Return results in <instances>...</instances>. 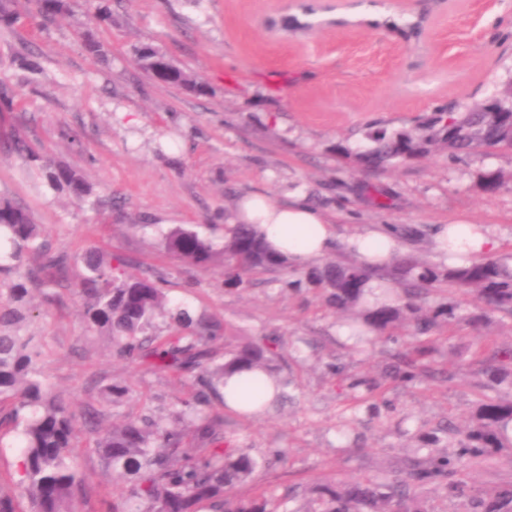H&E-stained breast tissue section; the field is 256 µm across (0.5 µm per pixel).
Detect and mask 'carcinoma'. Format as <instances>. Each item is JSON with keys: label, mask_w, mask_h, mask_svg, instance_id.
Wrapping results in <instances>:
<instances>
[{"label": "carcinoma", "mask_w": 512, "mask_h": 512, "mask_svg": "<svg viewBox=\"0 0 512 512\" xmlns=\"http://www.w3.org/2000/svg\"><path fill=\"white\" fill-rule=\"evenodd\" d=\"M38 15L48 24L69 12L70 0H37ZM92 21L112 24V0H90ZM20 16L14 0H0V29H11ZM88 57L104 61L105 44L90 30L78 33ZM136 62L154 81L163 67L175 70L165 80L196 96H206L209 86L173 65L151 46L136 50ZM503 112H449L444 108L428 114L410 129L391 131L373 125L365 143L346 151L352 168L370 171L411 164L436 150L460 158L481 148L507 143L512 126V102L499 100ZM12 151L32 167L44 172L49 185L65 192L76 203L88 200L93 187L78 171L62 164H48L15 131L0 135ZM0 234L7 237L9 252L0 255V447L4 438L15 437L21 455L20 479L15 487L0 481V512H21L17 496L28 503L26 512H80L89 491L74 458L80 427L91 439L87 450L109 473L124 479L121 505L112 512H277L273 496L261 492L253 497L238 495L239 486L253 482L265 462L245 448H223L224 417L206 410L212 402L224 401V378L243 370L262 373L273 370L280 357L276 349L259 343H224L223 322L194 315L188 308L172 305L159 276L133 277L120 272L122 263L96 248L69 258L51 252L39 225L8 199H0ZM163 251L189 266L224 268L235 285L250 282L258 273L295 274L288 260L270 252L250 224L225 230L224 247L197 231L176 226L162 240ZM39 259L36 267L22 270L25 257ZM81 265L77 293L79 324L84 334L105 336L113 353L133 362H146L160 369L189 374L194 392L183 408L165 420L130 416L121 424L101 431L98 417L105 407L119 405L131 395L127 382L109 380L100 389L98 406H89L79 419L54 394L44 371L45 347L29 332L41 309L32 304L31 293L43 302L61 305L58 291L67 280L69 262ZM379 281L387 288L374 304L364 302L366 286ZM295 290L310 288L322 293L326 306L349 315L357 340L367 341L371 331L377 339L390 340L405 331L410 337L407 352L389 354L384 376L411 383L430 373L437 335L466 328L470 341L453 344L448 351L469 356L470 374L477 386L491 391L475 405L462 430L445 427L419 436L427 452L407 461L389 481L378 478L349 483L320 481L310 497L290 512H434L428 495L457 490L454 477L462 462L474 465L512 463V348L489 349L481 338L491 317L512 319V264L487 257L467 265L445 266L414 255L396 256L384 264L368 265L356 260L313 266L286 282ZM473 296L482 305L478 313L462 307L461 297ZM165 323L169 334L158 332ZM456 448L439 451L441 442ZM192 453L186 454L185 445ZM462 512H512V483L487 491L472 487L462 493Z\"/></svg>", "instance_id": "carcinoma-1"}]
</instances>
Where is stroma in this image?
I'll return each instance as SVG.
<instances>
[{"mask_svg":"<svg viewBox=\"0 0 512 512\" xmlns=\"http://www.w3.org/2000/svg\"><path fill=\"white\" fill-rule=\"evenodd\" d=\"M22 16L0 31V86L10 89L18 133L45 159L81 170L94 193L82 204L55 190L41 172L0 151V197L26 208L56 252L95 246L124 262L125 274H167L173 304L222 320L226 335L300 347L280 366L285 386L264 414L249 418L214 404L234 448L265 455L288 451L262 470L264 488L282 494L319 480L389 474L415 446V432L465 427L478 395L469 381L441 378L374 388L380 354L338 337L341 315L308 290H285L269 276L227 286L224 271L183 265L161 248L184 225L224 245V220L245 194L277 200L304 187L335 216L340 234L361 224L430 229L466 218L494 227L500 252L512 254V150L482 149L463 161L433 153L406 165L356 172L336 145L353 149L366 129L410 128L439 107H472L512 82V0H123L97 34L111 50L89 58L77 34L91 18L78 0L54 23L41 24L35 0H16ZM307 31L285 27L290 16ZM390 15L423 22L405 40L383 27ZM151 45L206 82L194 96L152 81L134 50ZM38 52L40 69L11 62ZM501 172L494 192L483 176ZM71 295L67 307L34 322L50 354L44 371L75 413L93 400L101 376L126 380L133 398L113 408L102 428L131 413L168 411L192 392L188 377L114 356L108 340L83 337ZM76 448L89 490L82 512H107L113 479Z\"/></svg>","mask_w":512,"mask_h":512,"instance_id":"stroma-1","label":"stroma"}]
</instances>
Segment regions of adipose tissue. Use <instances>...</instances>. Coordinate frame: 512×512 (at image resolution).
I'll return each mask as SVG.
<instances>
[{"label": "adipose tissue", "mask_w": 512, "mask_h": 512, "mask_svg": "<svg viewBox=\"0 0 512 512\" xmlns=\"http://www.w3.org/2000/svg\"><path fill=\"white\" fill-rule=\"evenodd\" d=\"M228 222L257 225L269 249L287 258L295 268L323 258L337 243L362 261L390 258L401 247L392 229L376 224L364 225L349 236L340 237L335 222L300 188L283 189L276 201L261 193L247 194ZM433 240L440 256L458 264L483 258L498 245L491 225L465 219L435 226Z\"/></svg>", "instance_id": "adipose-tissue-1"}]
</instances>
